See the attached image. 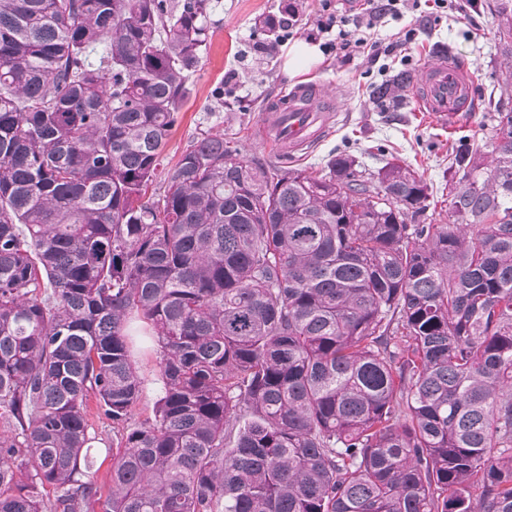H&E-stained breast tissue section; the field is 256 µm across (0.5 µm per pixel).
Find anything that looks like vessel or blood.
Wrapping results in <instances>:
<instances>
[{
  "label": "vessel or blood",
  "instance_id": "vessel-or-blood-1",
  "mask_svg": "<svg viewBox=\"0 0 512 512\" xmlns=\"http://www.w3.org/2000/svg\"><path fill=\"white\" fill-rule=\"evenodd\" d=\"M419 109L442 122L453 123L465 112L475 111L478 95L469 67L453 55H441L439 61L423 68L411 88ZM328 108L314 105L310 87H295L279 102L275 120L288 133V149L310 141L312 132H327Z\"/></svg>",
  "mask_w": 512,
  "mask_h": 512
}]
</instances>
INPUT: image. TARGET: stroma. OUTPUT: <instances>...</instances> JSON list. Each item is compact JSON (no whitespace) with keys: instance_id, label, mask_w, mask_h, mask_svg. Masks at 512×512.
I'll return each mask as SVG.
<instances>
[{"instance_id":"stroma-1","label":"stroma","mask_w":512,"mask_h":512,"mask_svg":"<svg viewBox=\"0 0 512 512\" xmlns=\"http://www.w3.org/2000/svg\"><path fill=\"white\" fill-rule=\"evenodd\" d=\"M466 2L406 0L400 15L383 18L375 28L382 43L394 44L392 53L377 58L357 53L345 60L328 47L333 33L319 29L326 9H341L342 0H208L209 43L188 82L189 95L167 146L169 161H177L206 131L233 139L247 157L276 159L273 133L261 125V115L275 99L310 81L321 98L339 103L340 115L332 133L298 153L296 166L317 173L340 153L373 172L390 162L407 165L432 188L426 212L411 221L430 223L432 213L448 207L452 149L475 143L490 152L494 128L489 114L501 104L512 107V82L505 78L512 71V57L497 37L500 0H474L473 22L464 26L457 22V9ZM270 18L292 23L293 41L318 44L319 61L288 75L284 62L289 46L268 32L265 22ZM410 29L416 32L414 40L402 42ZM442 48L466 61L477 83L479 108L457 124L436 121L418 109L409 85L390 83L400 70L418 74ZM382 83L391 86L384 98L375 94ZM88 418L103 446L92 472L105 495L110 489L112 422L93 402Z\"/></svg>"}]
</instances>
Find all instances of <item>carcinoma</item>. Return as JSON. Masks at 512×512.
Instances as JSON below:
<instances>
[{"instance_id": "carcinoma-1", "label": "carcinoma", "mask_w": 512, "mask_h": 512, "mask_svg": "<svg viewBox=\"0 0 512 512\" xmlns=\"http://www.w3.org/2000/svg\"><path fill=\"white\" fill-rule=\"evenodd\" d=\"M499 42L512 53L504 0ZM206 0H0V512H512V109L430 187L203 134ZM152 331L162 396L128 327ZM140 344L147 347V354L140 352L138 360L141 366L142 377H144V391L141 396L140 402L133 411V420L142 422L147 417L152 415V409L155 402L161 397V384L156 381V362L155 355L153 354L154 343L150 338H146ZM88 418L91 424V433L96 435V443L98 448H110L109 451H103L96 457L95 464L91 472L94 474L95 480L100 487L101 498L91 501L85 512H103V503L109 494V474L112 467V420L106 418L98 409L95 401L90 400L88 404ZM102 439V441L100 440ZM109 446V447H108Z\"/></svg>"}]
</instances>
